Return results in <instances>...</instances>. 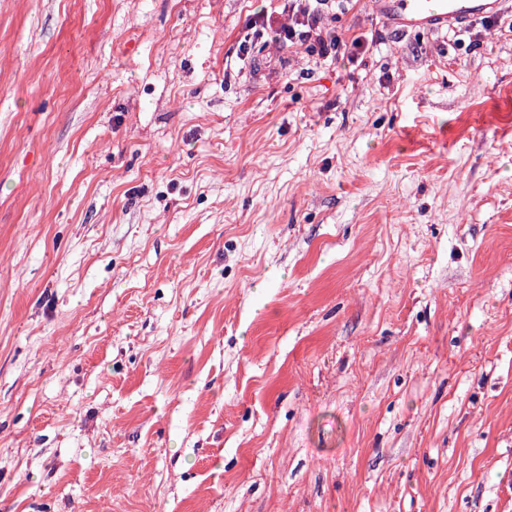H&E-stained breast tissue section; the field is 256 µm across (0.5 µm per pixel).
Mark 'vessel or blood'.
Returning a JSON list of instances; mask_svg holds the SVG:
<instances>
[{
  "label": "vessel or blood",
  "mask_w": 512,
  "mask_h": 512,
  "mask_svg": "<svg viewBox=\"0 0 512 512\" xmlns=\"http://www.w3.org/2000/svg\"><path fill=\"white\" fill-rule=\"evenodd\" d=\"M375 10L390 25L407 31H441L504 11L505 0H372Z\"/></svg>",
  "instance_id": "vessel-or-blood-1"
}]
</instances>
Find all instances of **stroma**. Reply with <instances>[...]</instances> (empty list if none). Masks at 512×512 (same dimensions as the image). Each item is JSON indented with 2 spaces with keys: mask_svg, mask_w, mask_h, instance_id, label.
Segmentation results:
<instances>
[{
  "mask_svg": "<svg viewBox=\"0 0 512 512\" xmlns=\"http://www.w3.org/2000/svg\"><path fill=\"white\" fill-rule=\"evenodd\" d=\"M0 0V512H512V32ZM310 2L325 5L326 0H289L288 22H280L264 14L252 17L249 30L255 29L254 37L262 38L264 31L270 30L275 41L282 47L300 44L305 46L308 55L320 57H347L353 60L363 48L360 36L347 37L345 33L327 28L323 23L322 12L313 8Z\"/></svg>",
  "mask_w": 512,
  "mask_h": 512,
  "instance_id": "obj_1",
  "label": "stroma"
}]
</instances>
